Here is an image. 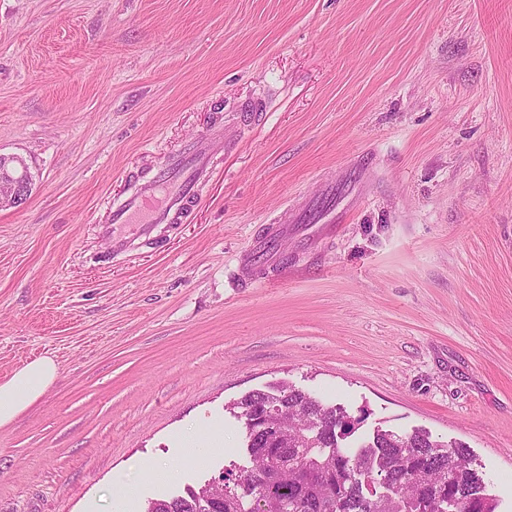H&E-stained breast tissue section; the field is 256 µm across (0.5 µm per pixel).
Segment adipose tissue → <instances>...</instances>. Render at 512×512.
<instances>
[{
	"instance_id": "1",
	"label": "adipose tissue",
	"mask_w": 512,
	"mask_h": 512,
	"mask_svg": "<svg viewBox=\"0 0 512 512\" xmlns=\"http://www.w3.org/2000/svg\"><path fill=\"white\" fill-rule=\"evenodd\" d=\"M57 375L56 363L43 357L26 363L0 383V426L13 421L38 400Z\"/></svg>"
}]
</instances>
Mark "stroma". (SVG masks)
<instances>
[{"label": "stroma", "instance_id": "obj_1", "mask_svg": "<svg viewBox=\"0 0 512 512\" xmlns=\"http://www.w3.org/2000/svg\"><path fill=\"white\" fill-rule=\"evenodd\" d=\"M259 94L171 242L113 256L126 172ZM0 153L33 178L0 209V382L58 365L0 426V512H145L241 475L231 405L282 383L356 419L351 454L380 427L466 443L512 512V0H0ZM362 157L376 184L335 235L296 225L287 269L235 288L264 225Z\"/></svg>", "mask_w": 512, "mask_h": 512}]
</instances>
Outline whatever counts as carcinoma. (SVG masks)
Instances as JSON below:
<instances>
[{"mask_svg":"<svg viewBox=\"0 0 512 512\" xmlns=\"http://www.w3.org/2000/svg\"><path fill=\"white\" fill-rule=\"evenodd\" d=\"M233 406L261 418L246 434L252 469L234 485L188 490L179 503L153 499L146 512H496L497 503L461 442L423 430H378L357 453L338 439L354 420L292 386L253 391ZM379 485L387 493H370Z\"/></svg>","mask_w":512,"mask_h":512,"instance_id":"cac0c4a2","label":"carcinoma"}]
</instances>
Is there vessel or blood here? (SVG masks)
I'll return each mask as SVG.
<instances>
[{
  "instance_id": "vessel-or-blood-1",
  "label": "vessel or blood",
  "mask_w": 512,
  "mask_h": 512,
  "mask_svg": "<svg viewBox=\"0 0 512 512\" xmlns=\"http://www.w3.org/2000/svg\"><path fill=\"white\" fill-rule=\"evenodd\" d=\"M262 110L261 100L249 101L231 119L172 155L164 167H147L131 175L125 190L113 198L107 216L99 226L100 235L111 243L113 253L132 252L153 245L165 233L184 224L212 178L217 152L233 146ZM336 185L335 178L326 179L322 196L311 207L299 208L293 222L279 220L270 224L265 236L254 239L240 257L234 275L236 287L248 288L255 282V257H262L270 269L285 266L282 243L291 235L293 224H313L312 237L318 240L341 223L344 214L337 211L334 204Z\"/></svg>"
}]
</instances>
